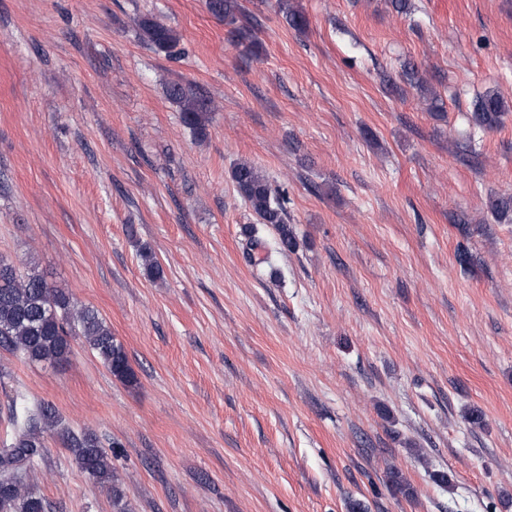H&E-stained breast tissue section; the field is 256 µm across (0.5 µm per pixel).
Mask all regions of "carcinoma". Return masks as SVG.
Masks as SVG:
<instances>
[{
  "label": "carcinoma",
  "mask_w": 512,
  "mask_h": 512,
  "mask_svg": "<svg viewBox=\"0 0 512 512\" xmlns=\"http://www.w3.org/2000/svg\"><path fill=\"white\" fill-rule=\"evenodd\" d=\"M206 7L214 17L232 27L239 42H247L249 51L255 50L252 34L236 27L239 0H206ZM278 7L292 28L301 30L307 25L305 15L288 7V0H278ZM136 26L142 39L168 55L179 43L177 33L151 15L140 16ZM166 92L179 105L183 123L197 136H205L211 101L190 83H171ZM504 112L503 100L494 93H486L474 102L473 120L479 127L492 129L499 125ZM231 179L260 223L275 227L280 249H294V236L285 222L286 193L273 190L265 175L248 162L236 164ZM74 336L83 338L114 378L129 386L137 383L122 343L112 335L98 310L75 306L69 295L50 286L42 276L23 273L12 261L0 256V348L20 353L31 361L60 364L68 360ZM10 422L15 435L8 446L0 449V512H51L49 501L26 489L25 478L46 453L45 434L58 426L56 411L45 402L30 405L20 396L12 400ZM61 436L80 470L107 488L116 512H130L112 465V455L107 452L114 444L104 446L100 437L89 430H64Z\"/></svg>",
  "instance_id": "carcinoma-1"
}]
</instances>
